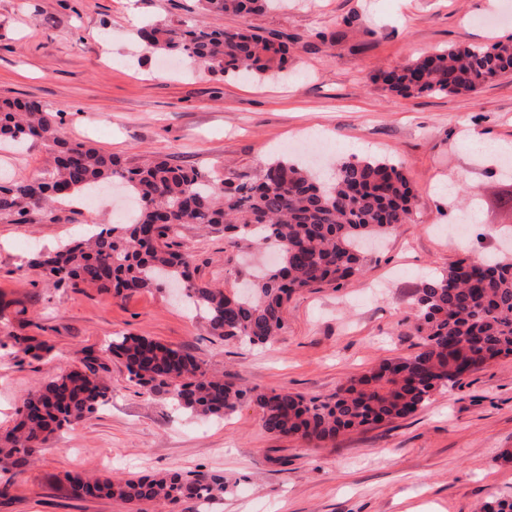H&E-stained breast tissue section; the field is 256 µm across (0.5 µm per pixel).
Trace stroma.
Masks as SVG:
<instances>
[{
  "label": "stroma",
  "instance_id": "1",
  "mask_svg": "<svg viewBox=\"0 0 512 512\" xmlns=\"http://www.w3.org/2000/svg\"><path fill=\"white\" fill-rule=\"evenodd\" d=\"M512 0H288L239 16L202 11L197 0H0V101L29 99L57 113L65 138L116 155L199 169L218 181L254 177L277 159L318 148L323 169L339 158H383L409 173L413 219L371 248L343 288L295 295L273 347L210 336L165 290L116 297L85 285L54 286L28 266L84 225L120 224L121 191L53 214H0V431L17 419L27 391L69 368L76 352H100L134 333L187 349L209 371L245 388L322 398L385 359L413 355L411 301L423 277L465 256L499 253L512 232V178L470 134L507 143L512 154V76L471 95L404 98L370 74L437 48L512 37V22L482 19ZM245 29L292 48L285 81L209 70L148 53L131 26ZM54 166L38 142L0 144V182L32 180ZM198 276L228 290L275 254L196 225L180 230ZM47 340L50 354L16 352L12 334ZM110 402L41 451L15 479L0 512H131L107 498L67 497V472L143 476L220 471L235 488L209 512H478L512 498V357L437 393L391 423L311 444L267 433L243 403L223 419L188 417L141 393L119 361L108 365Z\"/></svg>",
  "mask_w": 512,
  "mask_h": 512
}]
</instances>
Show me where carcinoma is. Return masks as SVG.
<instances>
[{
	"mask_svg": "<svg viewBox=\"0 0 512 512\" xmlns=\"http://www.w3.org/2000/svg\"><path fill=\"white\" fill-rule=\"evenodd\" d=\"M211 13L249 15L276 0H199ZM157 53L200 60L226 75L260 78L284 68L289 48L256 33L193 27L178 34L158 26L141 31ZM512 74V38L486 46L450 47L379 70L371 81L403 96L475 94ZM0 141L41 142L55 155L43 177L0 184V213L21 217L75 196L98 193L118 180L132 201L126 223L70 239L34 256L29 266L58 285L83 283L124 292L159 289L164 277L184 285L182 298L221 341L271 345L285 325L291 297L308 288L340 285L360 274L364 239L389 235L411 220L415 195L401 167L381 159L343 158L336 179L322 184L319 171L276 160L252 181L217 184L195 168L154 160L135 167L93 146L60 136L57 115L38 102L0 104ZM197 224L276 248L280 264L257 276L248 294L199 281L194 256L182 249L178 228ZM413 329L420 350L383 360L324 400L286 390H244L180 346L146 336L113 338L101 356L32 389L18 422L0 433V472L19 470L64 430L99 411L112 398L100 371L119 359L129 380L145 394L167 400L191 416L222 418L245 400L260 412L269 434L323 443L347 431L404 418L440 390L501 358L512 356V258L464 257L420 282L413 300ZM15 343L33 357L51 351L45 342ZM72 499L107 497L121 504H156L177 512L184 500L216 501L230 490L220 472L169 471L112 478L65 475Z\"/></svg>",
	"mask_w": 512,
	"mask_h": 512,
	"instance_id": "1",
	"label": "carcinoma"
}]
</instances>
